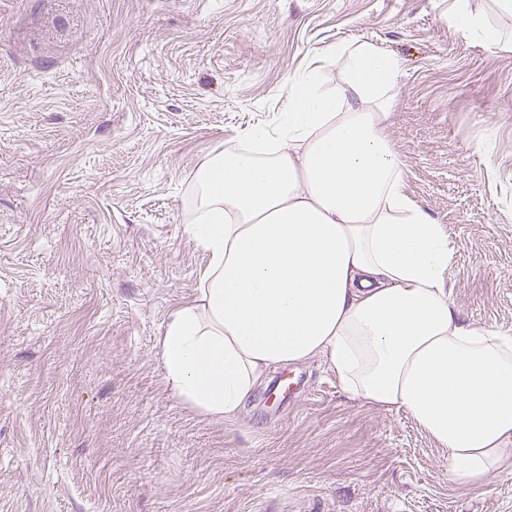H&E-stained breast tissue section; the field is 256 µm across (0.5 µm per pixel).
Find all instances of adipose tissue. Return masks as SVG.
I'll return each mask as SVG.
<instances>
[{
  "label": "adipose tissue",
  "instance_id": "obj_1",
  "mask_svg": "<svg viewBox=\"0 0 512 512\" xmlns=\"http://www.w3.org/2000/svg\"><path fill=\"white\" fill-rule=\"evenodd\" d=\"M339 79H293L261 154L196 173L188 226L209 256L197 296L160 341L168 389L213 420L235 416L278 365L324 359L368 406L405 410L481 487L512 475V335L457 323L441 225L404 191L386 133L400 59L339 46Z\"/></svg>",
  "mask_w": 512,
  "mask_h": 512
}]
</instances>
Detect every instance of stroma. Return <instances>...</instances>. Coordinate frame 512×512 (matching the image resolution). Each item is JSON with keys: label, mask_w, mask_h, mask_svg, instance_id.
<instances>
[{"label": "stroma", "mask_w": 512, "mask_h": 512, "mask_svg": "<svg viewBox=\"0 0 512 512\" xmlns=\"http://www.w3.org/2000/svg\"><path fill=\"white\" fill-rule=\"evenodd\" d=\"M456 0H0V512H512V475L452 478L408 412L326 363L215 421L158 340L207 264L202 161L274 128L339 44L400 58L387 133L448 235L460 324L512 334V50ZM456 1L458 2L456 10L451 16L452 24L463 32L478 37L491 47L507 46L508 42L504 40L500 32L491 26L482 14L474 12L470 8L469 0ZM282 375L277 376L274 381L271 383V386L268 391V400H280L284 402L288 398V402L290 403L293 398L299 396L303 392L304 385H301L300 382H293L288 379L286 382Z\"/></svg>", "instance_id": "stroma-1"}]
</instances>
